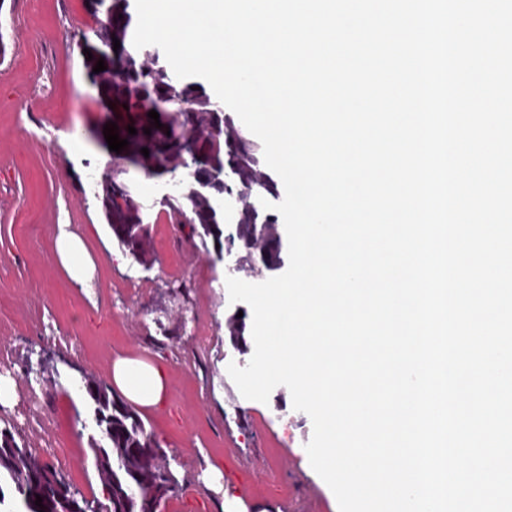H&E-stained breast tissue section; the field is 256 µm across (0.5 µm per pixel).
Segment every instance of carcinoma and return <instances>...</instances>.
I'll use <instances>...</instances> for the list:
<instances>
[{"mask_svg":"<svg viewBox=\"0 0 512 512\" xmlns=\"http://www.w3.org/2000/svg\"><path fill=\"white\" fill-rule=\"evenodd\" d=\"M95 25L80 33L76 47L100 99L112 104V121L120 139L128 140L121 153L110 152L112 167L96 181L97 198L112 238L141 265L155 261L146 209L131 182L124 178L133 169L146 179L168 178L178 183L164 203L177 223L190 228L203 249L208 243L224 248V207L228 198L249 200L236 208V234L245 259L259 256L267 266L280 259V241L274 225L259 220L250 198L271 192L274 181L260 170L251 143L235 130L219 102L205 86L188 78H174L153 46L132 44L131 0H89ZM120 41L114 49L113 39ZM93 59L87 60L84 50ZM104 59L107 69L93 68ZM159 114L163 127L148 117ZM134 127L137 134L128 133ZM151 134H144V129ZM149 150L144 157L141 149ZM235 176L237 185L225 180ZM84 397L100 438L90 436L89 447L103 488V496L86 497L55 466L40 460L19 430L0 427V480L14 486L6 501L0 488V512H154L160 498L182 488V478L171 466L168 453L147 432L137 411L106 384L84 374ZM42 498L44 508L35 505Z\"/></svg>","mask_w":512,"mask_h":512,"instance_id":"cac0c4a2","label":"carcinoma"}]
</instances>
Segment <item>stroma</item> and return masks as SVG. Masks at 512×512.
Segmentation results:
<instances>
[{"label":"stroma","instance_id":"35a3bbf8","mask_svg":"<svg viewBox=\"0 0 512 512\" xmlns=\"http://www.w3.org/2000/svg\"><path fill=\"white\" fill-rule=\"evenodd\" d=\"M86 0H0V377L25 388L26 363L50 350L108 382L112 361L142 357L162 368L166 396L139 408L146 429L166 448L183 488L162 512H217L204 484L207 465L221 466L224 488L262 512H339L305 450L313 425L292 406L288 388L267 403L242 397L229 363L249 354L231 343L227 323H251L246 303H230L226 278L242 246L223 256L193 246L189 229L168 220L161 192L143 193L156 261L122 258L94 183L106 170L94 137L105 112L71 45L93 25ZM85 144L74 152L71 138ZM84 235L97 269L90 287L58 264V225ZM184 313L186 329L163 336L157 323ZM59 463L82 491L98 487L91 467V415L69 378L46 393Z\"/></svg>","mask_w":512,"mask_h":512}]
</instances>
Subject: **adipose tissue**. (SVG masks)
I'll use <instances>...</instances> for the list:
<instances>
[{
	"label": "adipose tissue",
	"instance_id": "obj_1",
	"mask_svg": "<svg viewBox=\"0 0 512 512\" xmlns=\"http://www.w3.org/2000/svg\"><path fill=\"white\" fill-rule=\"evenodd\" d=\"M54 248L69 277L79 285H87L95 265L83 238L70 225H58ZM110 381L128 400L143 407L158 406L166 394L162 371L139 358H116L111 365Z\"/></svg>",
	"mask_w": 512,
	"mask_h": 512
}]
</instances>
